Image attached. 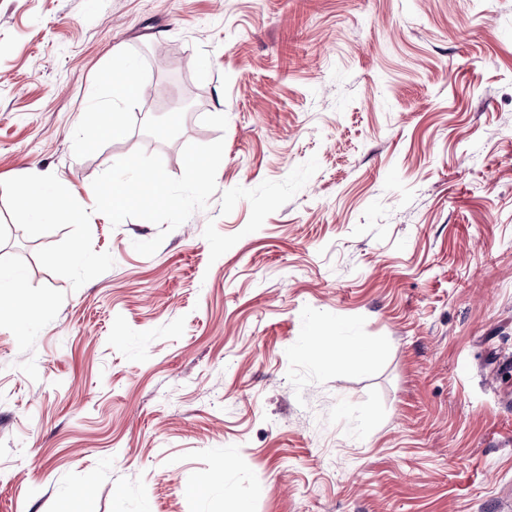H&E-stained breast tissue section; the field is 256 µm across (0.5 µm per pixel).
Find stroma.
<instances>
[{
	"label": "stroma",
	"instance_id": "obj_1",
	"mask_svg": "<svg viewBox=\"0 0 512 512\" xmlns=\"http://www.w3.org/2000/svg\"><path fill=\"white\" fill-rule=\"evenodd\" d=\"M0 267V512H512V0H0ZM113 73L118 78L112 80L113 105L116 102H131L139 99L144 93V85L138 78L136 66L130 61H120L113 66ZM51 180L42 173H33L27 179L26 198L24 200L25 214L30 218H47L53 216L54 211L45 206L47 199L56 196ZM107 192L112 202V216L119 221L132 199L141 193V182L135 178L112 176V182L95 184L89 190L90 195ZM2 288H13L14 289V295L13 299L15 300L16 306L11 311V315L17 319L19 322H24L26 318L30 315H32L37 308L31 305H28V301L24 295V293L20 290L22 288L18 282L12 281L8 284H5V276L2 271V268H0V290L2 291Z\"/></svg>",
	"mask_w": 512,
	"mask_h": 512
}]
</instances>
